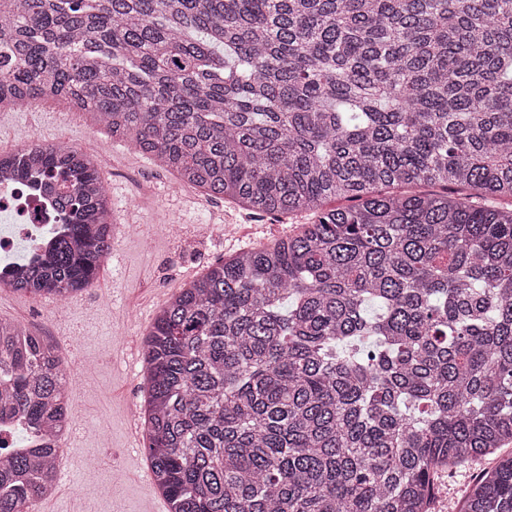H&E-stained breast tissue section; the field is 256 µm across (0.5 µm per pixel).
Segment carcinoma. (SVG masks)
Returning <instances> with one entry per match:
<instances>
[{
  "label": "carcinoma",
  "mask_w": 512,
  "mask_h": 512,
  "mask_svg": "<svg viewBox=\"0 0 512 512\" xmlns=\"http://www.w3.org/2000/svg\"><path fill=\"white\" fill-rule=\"evenodd\" d=\"M45 96L208 197L314 216L144 336L168 512H429L439 468L486 457L460 512H512V0H0V104ZM5 169L53 182L68 231L0 289L93 287L96 164L37 140ZM69 381L0 321V416L41 435L0 444V512L55 484Z\"/></svg>",
  "instance_id": "1"
}]
</instances>
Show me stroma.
I'll return each instance as SVG.
<instances>
[{
	"label": "stroma",
	"mask_w": 512,
	"mask_h": 512,
	"mask_svg": "<svg viewBox=\"0 0 512 512\" xmlns=\"http://www.w3.org/2000/svg\"><path fill=\"white\" fill-rule=\"evenodd\" d=\"M61 137L104 159L100 175L117 228L95 287L62 304L0 292L1 320L65 342L72 366L94 364L92 384L69 393L77 428L61 443L60 460L69 466L61 490L38 508L72 512L89 502L96 512H146L155 496L149 464L142 450L129 447L127 432L143 400L141 342L156 312L210 263L295 232L306 218L251 215L230 199L206 197L55 99L0 112L2 146ZM50 312L56 321H42ZM489 466L481 460L441 472L435 512H457L474 476Z\"/></svg>",
	"instance_id": "stroma-1"
}]
</instances>
